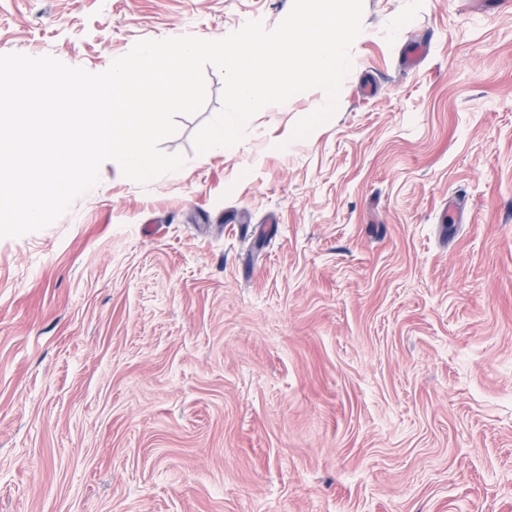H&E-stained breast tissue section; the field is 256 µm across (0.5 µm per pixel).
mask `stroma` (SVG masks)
Returning <instances> with one entry per match:
<instances>
[{
    "label": "stroma",
    "mask_w": 512,
    "mask_h": 512,
    "mask_svg": "<svg viewBox=\"0 0 512 512\" xmlns=\"http://www.w3.org/2000/svg\"><path fill=\"white\" fill-rule=\"evenodd\" d=\"M292 0H0L92 73ZM422 44L419 66L405 67ZM311 89L197 153L224 78L49 227L0 239V512H512V8L363 0Z\"/></svg>",
    "instance_id": "1"
}]
</instances>
